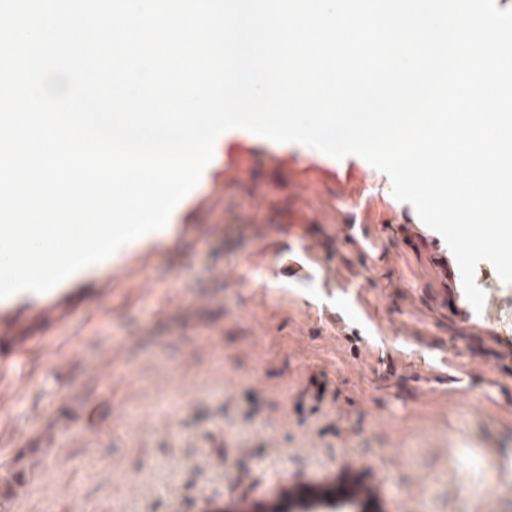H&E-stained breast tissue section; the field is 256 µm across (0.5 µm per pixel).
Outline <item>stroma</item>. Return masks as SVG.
Segmentation results:
<instances>
[{
  "label": "stroma",
  "instance_id": "obj_1",
  "mask_svg": "<svg viewBox=\"0 0 512 512\" xmlns=\"http://www.w3.org/2000/svg\"><path fill=\"white\" fill-rule=\"evenodd\" d=\"M219 144L169 242L0 306V366L23 361L0 477L28 469L0 512H270L367 482L384 512H512L483 466L512 462V285L477 264L503 303L479 320L444 239L359 156Z\"/></svg>",
  "mask_w": 512,
  "mask_h": 512
}]
</instances>
